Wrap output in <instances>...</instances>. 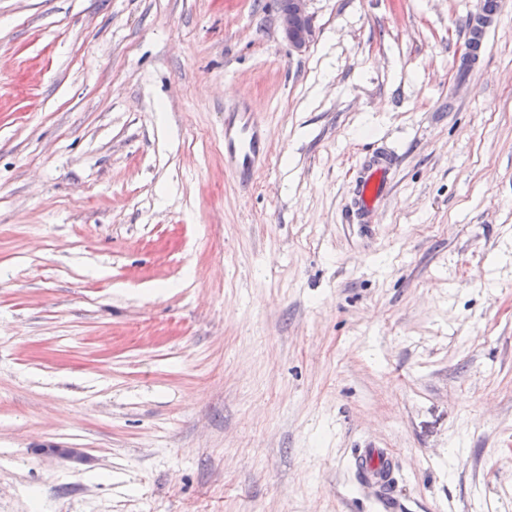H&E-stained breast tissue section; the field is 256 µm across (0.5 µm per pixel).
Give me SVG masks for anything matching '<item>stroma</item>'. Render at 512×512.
<instances>
[{
	"mask_svg": "<svg viewBox=\"0 0 512 512\" xmlns=\"http://www.w3.org/2000/svg\"><path fill=\"white\" fill-rule=\"evenodd\" d=\"M481 7L309 0L298 53L279 0H0V512H376L367 442L404 512H512V0L461 80ZM224 118V157L229 170L241 182L251 181L262 153V125L247 104ZM393 157L383 151L373 152L358 173L354 190L356 216L365 225L379 203L390 191ZM353 464L361 486L371 494L378 509H390L396 459L387 448L367 445L353 452Z\"/></svg>",
	"mask_w": 512,
	"mask_h": 512,
	"instance_id": "obj_1",
	"label": "stroma"
}]
</instances>
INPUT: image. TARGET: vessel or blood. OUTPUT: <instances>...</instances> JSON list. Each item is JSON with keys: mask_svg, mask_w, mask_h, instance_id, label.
Instances as JSON below:
<instances>
[{"mask_svg": "<svg viewBox=\"0 0 512 512\" xmlns=\"http://www.w3.org/2000/svg\"><path fill=\"white\" fill-rule=\"evenodd\" d=\"M263 130L255 112L240 105L224 119V157L229 170L242 182L251 181L262 153ZM392 156L373 152L363 163L354 190L356 215L367 222L390 191ZM361 486L370 492L379 512H386L396 470L394 454L385 448L366 446L353 453Z\"/></svg>", "mask_w": 512, "mask_h": 512, "instance_id": "obj_1", "label": "vessel or blood"}]
</instances>
